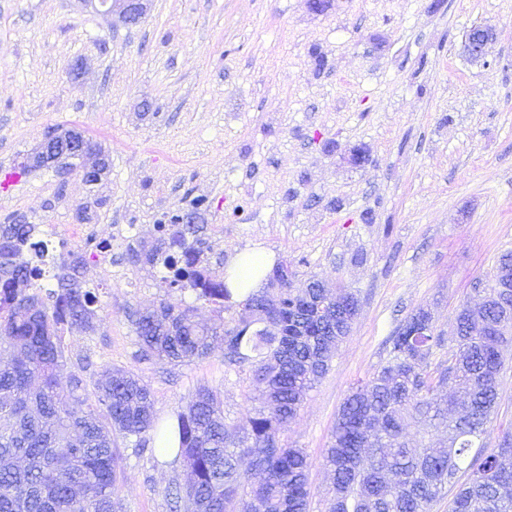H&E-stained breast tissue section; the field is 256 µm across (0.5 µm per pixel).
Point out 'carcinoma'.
Here are the masks:
<instances>
[{
    "mask_svg": "<svg viewBox=\"0 0 512 512\" xmlns=\"http://www.w3.org/2000/svg\"><path fill=\"white\" fill-rule=\"evenodd\" d=\"M145 253L160 267L168 298L135 311L132 323L140 360L185 363L209 355L224 338L229 366L261 385L252 406L251 432L239 436L223 402L206 387L176 415V456L185 481L167 487L173 512H309L310 458L281 439L307 393L329 369L336 344L357 318L349 289L335 296L310 281L296 289L273 267L267 288L232 300L226 281L208 267L209 245L184 217L157 224ZM34 224H0V512H122L114 487L123 477L114 435L146 448L168 437L157 426L152 392L131 372L107 367L94 402L82 372L60 390L62 332L96 330L98 296L78 279V265L57 276L58 289L42 298L35 286L41 243ZM190 290L213 306L210 326L197 307L175 294ZM488 304L462 306L448 348V368L432 372L434 351L445 345L435 329L411 336L399 327L385 364L355 386L337 415L323 465L333 475L328 512H428L449 486L457 487L450 512H512V430L489 451L474 447L495 413L502 347L512 342V292L488 287ZM240 312L224 323L232 305ZM458 390L441 395L448 380ZM448 430V441L417 446L405 439L407 418ZM468 481L458 483L460 470Z\"/></svg>",
    "mask_w": 512,
    "mask_h": 512,
    "instance_id": "1",
    "label": "carcinoma"
}]
</instances>
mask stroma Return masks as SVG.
Here are the masks:
<instances>
[{
  "mask_svg": "<svg viewBox=\"0 0 512 512\" xmlns=\"http://www.w3.org/2000/svg\"><path fill=\"white\" fill-rule=\"evenodd\" d=\"M150 0L129 27L86 0H0V224L64 226L90 207L113 241L115 277L86 263L99 288L94 333L65 332L67 383L91 361L147 384L160 421L207 387L240 432L256 385L229 371L224 347L184 365L137 358L130 314L159 304L151 245L163 214L206 197L195 222L211 246L212 277L260 245L293 272L344 285L359 312L327 373L283 432L305 449L310 512H325L322 465L352 387L385 363L388 340L426 310L450 335L460 305L477 306L512 252V0ZM490 24L487 62L462 52L467 31ZM100 144V184L80 173L28 168L53 129ZM362 147L368 162H346ZM498 406L484 448L512 429V345L503 350ZM123 512H171L166 488L180 462L120 443Z\"/></svg>",
  "mask_w": 512,
  "mask_h": 512,
  "instance_id": "35a3bbf8",
  "label": "stroma"
}]
</instances>
